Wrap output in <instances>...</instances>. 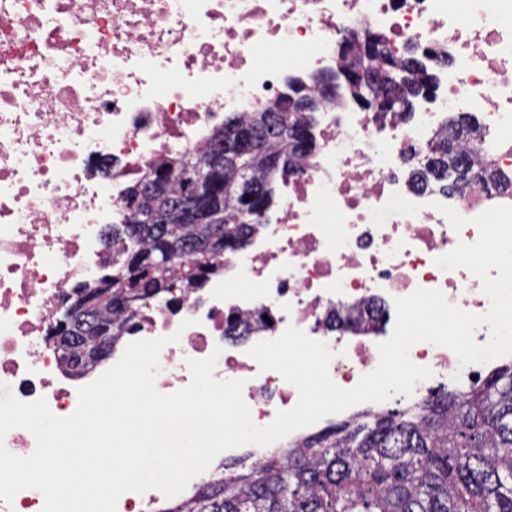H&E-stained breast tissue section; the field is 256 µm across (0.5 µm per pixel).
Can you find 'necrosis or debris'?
<instances>
[{"label": "necrosis or debris", "instance_id": "1", "mask_svg": "<svg viewBox=\"0 0 512 512\" xmlns=\"http://www.w3.org/2000/svg\"><path fill=\"white\" fill-rule=\"evenodd\" d=\"M351 31L380 36L396 57L411 50L438 66V82L411 112H365L348 93L323 102L318 146L286 178L277 214L201 288L139 301L97 373L126 346L167 338L156 388L189 385V360L217 355L221 380L243 381L257 426L298 402L295 386L248 354L288 327L323 342L330 375L354 387L379 363L396 299L416 289L483 314L482 281L437 257L475 243L473 219L512 206V185L483 181L451 196L410 179L448 119L471 114L467 155L512 175V0H0V383L21 401L45 398L59 417L77 408L51 339L81 284L112 267L118 245L102 229L147 167L200 147L228 112L280 101V83L336 68ZM466 223L453 230L439 205ZM355 307L362 332H336ZM179 342H171V335ZM430 378L404 407L453 382L466 390L501 359L460 365L428 342L409 350Z\"/></svg>", "mask_w": 512, "mask_h": 512}]
</instances>
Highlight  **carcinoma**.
<instances>
[{
  "label": "carcinoma",
  "mask_w": 512,
  "mask_h": 512,
  "mask_svg": "<svg viewBox=\"0 0 512 512\" xmlns=\"http://www.w3.org/2000/svg\"><path fill=\"white\" fill-rule=\"evenodd\" d=\"M351 62L336 71V84L359 88L384 112L413 107L431 92L436 77L411 54L401 60L379 39L364 51L344 49ZM276 115L290 130L309 132L308 117L281 96ZM264 113L233 114L221 126L223 138L237 142ZM267 148L281 156L270 171L243 150L238 165L216 160L210 178L192 172L169 176L175 194L196 193L206 211L224 213L222 224H181L164 199L147 196L131 224L104 227L108 240L123 241L112 267V299L92 305L77 325L81 339L97 335V321L119 311L123 296L138 298L174 287L167 274L187 288H201L216 273L224 253L244 248L254 226L274 204L276 179L290 158L313 151L288 150L272 138ZM66 369L92 372L97 364L80 359V344L59 349ZM225 473L165 512H512V363L488 374L467 392H445L416 411L391 410L334 424L301 446L275 451L243 473L223 464Z\"/></svg>",
  "instance_id": "carcinoma-1"
}]
</instances>
